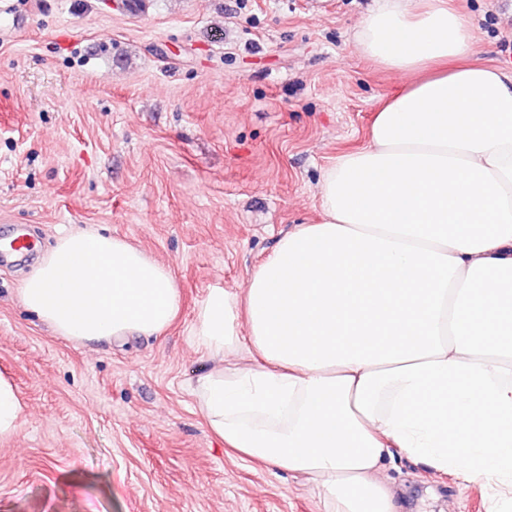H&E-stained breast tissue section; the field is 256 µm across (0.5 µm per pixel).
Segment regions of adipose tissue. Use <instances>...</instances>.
<instances>
[{"label":"adipose tissue","mask_w":512,"mask_h":512,"mask_svg":"<svg viewBox=\"0 0 512 512\" xmlns=\"http://www.w3.org/2000/svg\"><path fill=\"white\" fill-rule=\"evenodd\" d=\"M356 42L407 81L367 145L324 170L320 222L199 306L198 347L257 356L200 376V410L325 512H402L396 449L512 512V77L472 62L448 0H381ZM20 293L77 342L162 334L180 306L167 266L86 231L59 237Z\"/></svg>","instance_id":"ef3b65f1"}]
</instances>
